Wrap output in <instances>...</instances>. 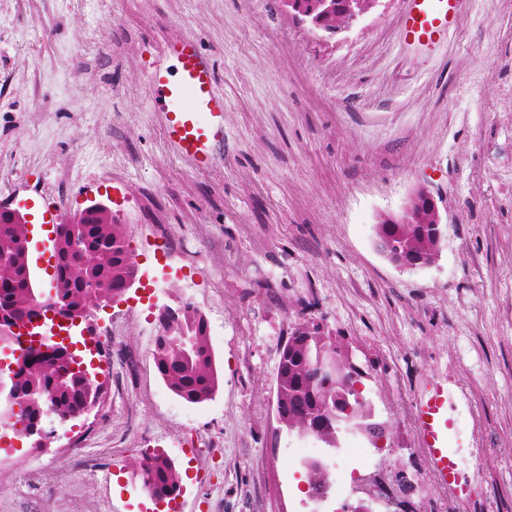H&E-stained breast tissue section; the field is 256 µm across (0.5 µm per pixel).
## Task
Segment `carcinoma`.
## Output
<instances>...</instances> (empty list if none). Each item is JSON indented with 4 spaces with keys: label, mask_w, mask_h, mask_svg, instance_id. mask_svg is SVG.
I'll use <instances>...</instances> for the list:
<instances>
[{
    "label": "carcinoma",
    "mask_w": 512,
    "mask_h": 512,
    "mask_svg": "<svg viewBox=\"0 0 512 512\" xmlns=\"http://www.w3.org/2000/svg\"><path fill=\"white\" fill-rule=\"evenodd\" d=\"M83 224L74 229L60 224L52 240L55 263L50 274L55 300L77 317L85 318L100 299L120 298L134 278V266L120 225L112 223L108 210L92 205L82 212ZM377 247L398 266L406 262H432L439 248L432 212L416 209L405 224H390L382 217L376 224ZM27 227L19 217L0 215V308L29 321L47 311L40 297L39 280L27 251ZM159 332L153 359L170 390L190 404L211 398L218 372L209 342L208 326L196 307L186 302L158 315ZM324 362L329 377L317 375ZM19 411L14 432L27 435L43 418L46 403L60 415H74L83 401L93 400L97 384L81 378L65 353L31 350L18 365ZM360 374L348 362L341 342L321 331L320 326L296 322L279 351L276 375V411L285 426L305 435L316 416L328 423L320 426L315 439L337 447L339 434L356 431L371 435L372 410L357 388ZM148 493L168 497L180 489L173 462L159 453L145 454L140 461Z\"/></svg>",
    "instance_id": "1"
}]
</instances>
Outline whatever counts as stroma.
<instances>
[{
	"instance_id": "1",
	"label": "stroma",
	"mask_w": 512,
	"mask_h": 512,
	"mask_svg": "<svg viewBox=\"0 0 512 512\" xmlns=\"http://www.w3.org/2000/svg\"><path fill=\"white\" fill-rule=\"evenodd\" d=\"M408 0H378L322 39L282 0H0V199L28 187L67 219L107 208L134 284L93 314L101 407L49 450L0 438V512H151L140 453L180 473L175 512H345L307 499L302 437L279 423L280 347L298 321L341 341L380 444L346 432V481L407 468L418 512H512V0H460L437 43H408ZM196 38L224 97L211 167L178 157L151 109V66ZM103 194L86 193L87 184ZM442 239L425 268L375 244L418 188ZM204 315L212 398L173 394L152 351L161 308ZM448 390L449 499L417 423ZM83 448L84 458L68 450ZM38 473L42 499L26 489Z\"/></svg>"
}]
</instances>
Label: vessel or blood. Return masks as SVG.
Segmentation results:
<instances>
[{
  "mask_svg": "<svg viewBox=\"0 0 512 512\" xmlns=\"http://www.w3.org/2000/svg\"><path fill=\"white\" fill-rule=\"evenodd\" d=\"M458 0H409L407 37L424 45L446 30ZM169 66H156L150 83L157 111L164 114V132L173 151L196 168H208L217 144L224 141V98L215 91L213 69L195 38L186 36L167 47ZM421 439L441 480L456 478L448 450V401L433 386L418 411Z\"/></svg>",
  "mask_w": 512,
  "mask_h": 512,
  "instance_id": "vessel-or-blood-1",
  "label": "vessel or blood"
}]
</instances>
